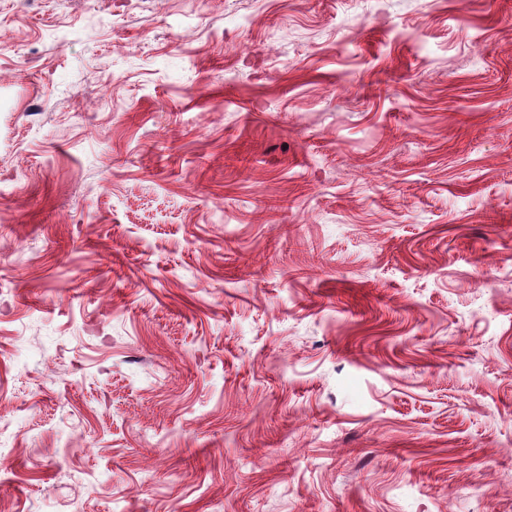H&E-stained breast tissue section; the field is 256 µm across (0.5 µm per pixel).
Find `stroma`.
Listing matches in <instances>:
<instances>
[{
  "instance_id": "35a3bbf8",
  "label": "stroma",
  "mask_w": 512,
  "mask_h": 512,
  "mask_svg": "<svg viewBox=\"0 0 512 512\" xmlns=\"http://www.w3.org/2000/svg\"><path fill=\"white\" fill-rule=\"evenodd\" d=\"M0 512H512V0H0Z\"/></svg>"
}]
</instances>
